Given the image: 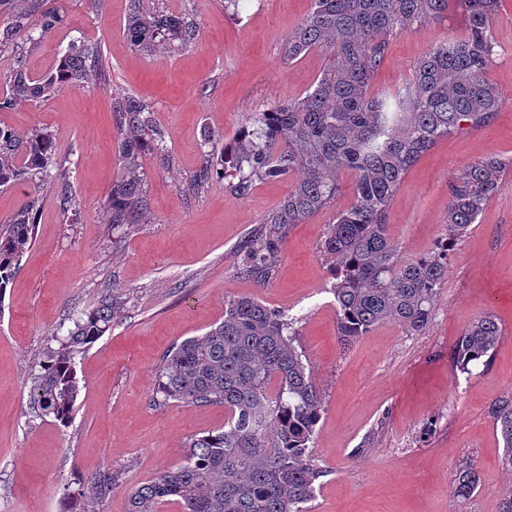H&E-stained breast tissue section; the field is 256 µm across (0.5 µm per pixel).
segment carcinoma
Instances as JSON below:
<instances>
[{
	"mask_svg": "<svg viewBox=\"0 0 512 512\" xmlns=\"http://www.w3.org/2000/svg\"><path fill=\"white\" fill-rule=\"evenodd\" d=\"M454 2L468 35L429 52L413 81L395 92L375 90L372 78L397 30L437 20ZM499 0H313L311 12L288 35L283 59L319 49L328 62L312 92L297 102L263 112L237 141L210 151L194 178L201 189L228 182L239 196L259 182L294 178L281 204L240 247V271L264 285L275 275L288 230L325 209L341 189V176H355L354 202L328 225L320 248L330 267L341 341L351 343L379 324L393 322L410 334L426 330L433 301L448 273V252L476 223L498 190L504 163L480 160L448 190V234L427 255L401 259L387 237V213L408 170L440 139L487 126L502 106L487 78L494 57L492 22ZM135 48L187 43L192 32L173 14L132 13L125 27ZM95 52L71 46L54 71L36 78L21 62L10 72L0 110L20 109L79 84ZM123 174L102 202L114 224H138L145 183L139 175L146 154L163 152L165 133L152 106L132 97L112 101ZM55 138L46 128L20 137L0 124V188L56 186L69 200L68 185L51 174ZM33 195L0 224V299L20 269L39 217ZM112 291L72 318L73 328L55 337L31 374L28 404L38 418L68 425L83 385L77 352L102 338L122 309ZM502 336L492 316L470 323L453 347L456 366L487 364ZM294 321L254 297L224 301V318L202 336L167 350L156 371L153 403L221 405L224 427L191 438L177 467L136 485L128 512H157L175 501L182 512H309L316 483L325 476L311 442L322 399L306 356L295 345ZM512 468V397L491 409ZM122 473L110 466L88 479L95 499L110 497ZM455 493L469 497L479 485L471 467L455 470ZM67 512H95L83 489L68 494Z\"/></svg>",
	"mask_w": 512,
	"mask_h": 512,
	"instance_id": "obj_1",
	"label": "carcinoma"
}]
</instances>
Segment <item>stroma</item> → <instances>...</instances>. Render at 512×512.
Returning <instances> with one entry per match:
<instances>
[{
    "instance_id": "1",
    "label": "stroma",
    "mask_w": 512,
    "mask_h": 512,
    "mask_svg": "<svg viewBox=\"0 0 512 512\" xmlns=\"http://www.w3.org/2000/svg\"><path fill=\"white\" fill-rule=\"evenodd\" d=\"M180 16L185 46L142 52L124 30L133 5ZM312 0H5L0 88L15 59L30 73L53 70L74 44L101 49L102 69L47 101L0 111L19 135L48 128L56 139L54 174L74 205L41 191L39 222L21 268L0 301V512H61L65 489L104 466L123 482L96 512H127L136 483L179 464L194 436L224 425L220 406L152 402L155 371L169 347L204 334L223 318L227 299L246 295L286 311L322 394L311 446L326 472L310 512H499L512 489L491 407L512 395V0H500L492 36L497 56L487 78L503 106L489 126L439 140L410 168L386 222L400 257L431 251L446 233L448 189L468 165L504 162L502 187L449 253L448 275L430 326L409 334L384 323L341 345L331 291V258L320 250L328 224L353 200L350 176L330 207L288 232L274 278L264 286L239 271V244L291 191L290 179L257 184L246 196L227 185L194 190L207 133L233 143L249 118L303 98L326 64L317 51L288 62L282 47ZM60 7L64 21L29 38L25 13ZM466 34L456 8L393 34L375 71V89H397L434 48ZM151 103L166 132L168 162L142 160L144 217L111 224L101 203L120 174L112 100ZM126 304L111 332L75 356L83 389L73 419L60 426L33 417L29 377L51 336L106 290ZM489 314L503 330L488 366L465 372L453 362L457 336ZM470 463L478 490L456 498L450 476Z\"/></svg>"
}]
</instances>
